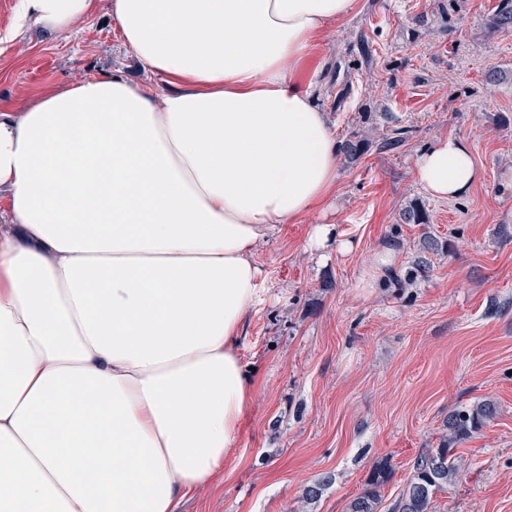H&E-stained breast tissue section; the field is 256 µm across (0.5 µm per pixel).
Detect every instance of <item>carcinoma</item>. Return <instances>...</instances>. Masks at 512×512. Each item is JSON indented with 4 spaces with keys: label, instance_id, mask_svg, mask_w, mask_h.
<instances>
[{
    "label": "carcinoma",
    "instance_id": "obj_1",
    "mask_svg": "<svg viewBox=\"0 0 512 512\" xmlns=\"http://www.w3.org/2000/svg\"><path fill=\"white\" fill-rule=\"evenodd\" d=\"M491 24L503 30L512 28V0H499L491 17ZM384 130L379 135L376 150L394 152L407 139L408 130L396 125V119L389 113L383 114ZM369 143L358 135H351L340 145V150L350 157L363 154ZM497 407L491 400L464 406L448 414L445 421L446 435L440 447L420 455L413 464V475L393 505L392 512H435L436 494L448 489L461 473V466L454 453L453 445L471 437L484 425L495 419ZM392 468L388 460L378 461L372 468L364 490L351 498L345 512H378L382 502V489L390 481ZM324 476L304 487L302 499L312 501L319 498L330 483Z\"/></svg>",
    "mask_w": 512,
    "mask_h": 512
}]
</instances>
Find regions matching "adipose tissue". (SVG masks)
Here are the masks:
<instances>
[{
	"instance_id": "1",
	"label": "adipose tissue",
	"mask_w": 512,
	"mask_h": 512,
	"mask_svg": "<svg viewBox=\"0 0 512 512\" xmlns=\"http://www.w3.org/2000/svg\"><path fill=\"white\" fill-rule=\"evenodd\" d=\"M96 0H17L9 37ZM357 0H110L163 89L103 74L0 113V512H180L222 479L255 385L257 243L330 208L336 133L296 81ZM480 178L466 140L414 161Z\"/></svg>"
}]
</instances>
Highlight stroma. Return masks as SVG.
I'll list each match as a JSON object with an SVG mask.
<instances>
[{"label":"stroma","instance_id":"1","mask_svg":"<svg viewBox=\"0 0 512 512\" xmlns=\"http://www.w3.org/2000/svg\"><path fill=\"white\" fill-rule=\"evenodd\" d=\"M497 2L359 0L299 70L337 139L376 140L383 112L409 138L390 154L341 159L331 208L258 244L262 291L239 345L256 394L229 473L181 512H345L383 458L393 476L380 510L391 512L415 459L439 447L448 413L484 399L497 415L456 444L464 467L436 512H512V30L490 24ZM109 18L102 4L70 32L1 42L0 112L116 70L152 82ZM444 136L468 141L480 170L462 198H433L414 177L418 151ZM414 205L429 227L403 223ZM317 224L358 239L356 251L306 249ZM427 231L442 250L425 253ZM386 246L394 281L371 275ZM421 256L429 272L407 281ZM327 474L321 498L304 501V486Z\"/></svg>","mask_w":512,"mask_h":512}]
</instances>
